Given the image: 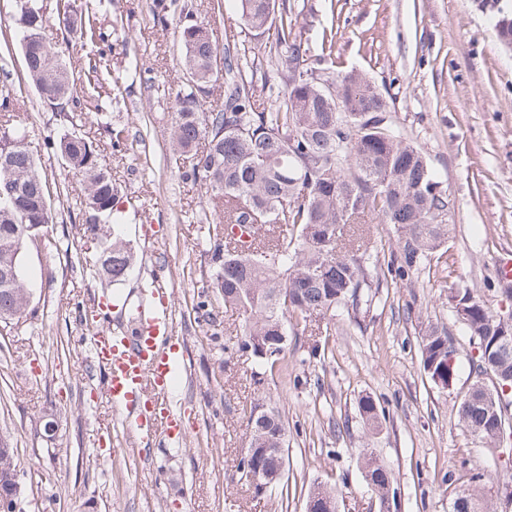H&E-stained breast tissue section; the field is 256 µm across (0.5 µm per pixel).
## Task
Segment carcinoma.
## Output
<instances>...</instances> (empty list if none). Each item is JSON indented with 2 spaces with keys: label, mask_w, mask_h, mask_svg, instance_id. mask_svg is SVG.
I'll use <instances>...</instances> for the list:
<instances>
[{
  "label": "carcinoma",
  "mask_w": 512,
  "mask_h": 512,
  "mask_svg": "<svg viewBox=\"0 0 512 512\" xmlns=\"http://www.w3.org/2000/svg\"><path fill=\"white\" fill-rule=\"evenodd\" d=\"M245 28L272 34L268 53L277 61L273 79L284 83L275 104L257 111L254 88L243 74L246 53L237 47L219 50L210 23L188 22L178 29L183 47L182 85L176 89L171 130L170 168L185 179L202 181L211 192L214 214L224 237L211 244L213 287L243 317L241 346L255 336H286L314 314L355 310L369 302L377 270L362 245L351 242L355 226L372 219L393 226L397 252L388 264L395 280H408L448 240L451 202L448 190L422 152L389 128L385 101L362 75L324 72L310 67V48L292 36L288 9L276 0H237ZM102 0L78 12L75 0H55L64 32L88 44L105 41L96 14ZM47 17L38 0L20 2V40L25 67L44 101L68 105V118L93 113L104 119L111 146L126 140V130L105 121L112 103L110 65L103 56L88 58L86 84L73 89L69 65L50 50L42 30ZM224 81V101L211 112L201 98ZM11 99H0V271L30 237L56 222L47 176L29 152L26 125L14 119ZM48 145L66 167L82 176L79 224L99 250L93 273L120 282L132 267L128 246L114 232L118 227V187L103 168L99 153L86 135L73 130ZM246 230L250 241L239 242L234 230ZM19 281L0 284V324L30 314V288L22 268ZM462 304L464 325L477 354L470 368L476 374L458 406L460 421L491 446L501 444L507 428L498 417L512 407V390L489 401L496 388L512 387V324L502 326L501 313L468 288L450 292ZM421 365L437 386L448 388L457 375L456 349L445 327L431 326L421 338ZM260 367L288 368V345L278 354L255 356ZM359 414L379 422L376 400L365 396ZM364 458L367 484L379 491L388 471L376 458Z\"/></svg>",
  "instance_id": "1"
}]
</instances>
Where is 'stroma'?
I'll list each match as a JSON object with an SVG mask.
<instances>
[{
  "instance_id": "35a3bbf8",
  "label": "stroma",
  "mask_w": 512,
  "mask_h": 512,
  "mask_svg": "<svg viewBox=\"0 0 512 512\" xmlns=\"http://www.w3.org/2000/svg\"><path fill=\"white\" fill-rule=\"evenodd\" d=\"M501 12L512 13V0H288L294 33L312 48L323 28L334 30L324 69L358 72L381 91L389 125L421 150L447 187L453 229L419 274L395 282L387 274L393 230L370 224L366 245L381 276L372 303L296 327L287 371L261 381L255 358L240 347L241 317L208 285L216 229L201 217L213 208L210 195L164 164L181 75L178 14L158 18L155 0H112L111 11L99 15L105 58L127 77L110 120L128 137L116 150L95 120L82 131L98 143L120 189L121 234L134 251L127 279L109 286L80 263L96 251L76 219L80 179L45 145L71 125L28 80L15 2L0 0L5 88L19 101L15 112L57 209L49 246L25 257L32 312L0 329V434L18 451L22 512H304L309 489L319 484L335 488L338 512H367L364 449L391 473L395 512H452L462 491L489 512H512V459L494 453L458 417L475 350L448 302L451 289L467 286L492 308L512 311V288L495 272L496 260L512 252V48L495 28ZM216 28L219 47L242 45L253 58L245 74L257 109H269L276 94L264 84L275 63L265 38L244 28L231 2ZM156 280L176 313L185 363L172 390L188 433L179 449L159 440L141 449L122 429L100 394L103 372L90 360L81 319L102 295L138 304ZM202 301L213 309L214 325L197 322ZM431 323L447 326L455 340L458 371L447 389L420 365V336ZM365 395L380 404L379 427L359 417ZM261 398L287 422L283 497L256 493L238 470L248 415ZM49 413L58 421L51 441L38 430ZM100 446L111 448L110 459L98 457Z\"/></svg>"
}]
</instances>
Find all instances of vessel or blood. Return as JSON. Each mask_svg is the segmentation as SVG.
I'll list each match as a JSON object with an SVG mask.
<instances>
[{"instance_id": "vessel-or-blood-1", "label": "vessel or blood", "mask_w": 512, "mask_h": 512, "mask_svg": "<svg viewBox=\"0 0 512 512\" xmlns=\"http://www.w3.org/2000/svg\"><path fill=\"white\" fill-rule=\"evenodd\" d=\"M138 312L136 335L100 329L89 338L105 371L103 394L121 412L132 437L145 442L160 435L178 444L184 442L186 432L170 395L184 363L164 288L149 289Z\"/></svg>"}]
</instances>
